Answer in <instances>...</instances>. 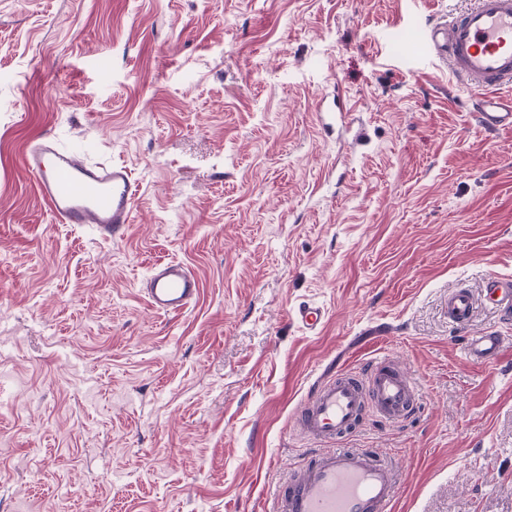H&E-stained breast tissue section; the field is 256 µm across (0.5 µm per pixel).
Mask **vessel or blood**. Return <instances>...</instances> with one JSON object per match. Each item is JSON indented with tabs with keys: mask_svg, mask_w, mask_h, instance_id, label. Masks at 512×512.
<instances>
[{
	"mask_svg": "<svg viewBox=\"0 0 512 512\" xmlns=\"http://www.w3.org/2000/svg\"><path fill=\"white\" fill-rule=\"evenodd\" d=\"M422 40L475 92L479 128L512 129V0H476L455 19L431 24ZM23 163L56 223L89 224L113 239L131 224L138 186L126 167L88 163L50 135L30 144ZM484 293L501 316L512 317V279L490 280ZM199 294L197 276L175 260L154 267L145 288L148 305L162 315L184 312ZM474 305L468 289L449 294L450 323L468 327ZM503 345V336L487 330L466 336L464 350L495 364ZM417 406L412 377L385 354L365 373L339 370L316 381L294 421L295 431L313 444L310 460L278 486L274 512H391L400 485L398 462L343 442L365 413L398 424Z\"/></svg>",
	"mask_w": 512,
	"mask_h": 512,
	"instance_id": "1",
	"label": "vessel or blood"
}]
</instances>
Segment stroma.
Masks as SVG:
<instances>
[{
  "mask_svg": "<svg viewBox=\"0 0 512 512\" xmlns=\"http://www.w3.org/2000/svg\"><path fill=\"white\" fill-rule=\"evenodd\" d=\"M472 2L0 0V512H273L310 386L381 354L419 409L346 445L398 461L393 512H512V323L480 300L512 130L401 39ZM46 133L128 167L122 239L55 223L21 163ZM169 260L202 283L176 316L142 293ZM486 329L496 366L464 354ZM475 298L466 288H459L448 296V320L457 328H467L473 313ZM325 313L313 305L299 306L296 311V319L301 327L308 332H315L324 322Z\"/></svg>",
  "mask_w": 512,
  "mask_h": 512,
  "instance_id": "35a3bbf8",
  "label": "stroma"
}]
</instances>
